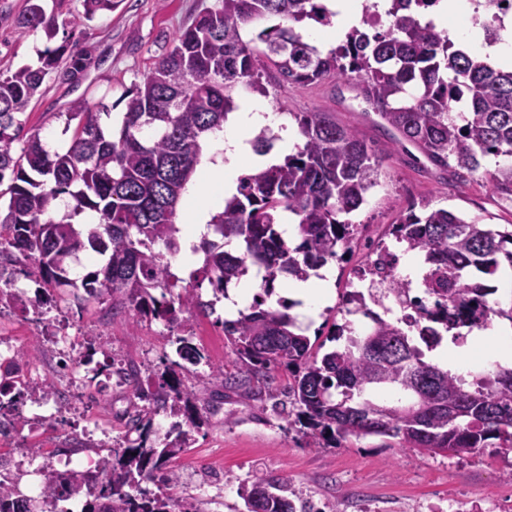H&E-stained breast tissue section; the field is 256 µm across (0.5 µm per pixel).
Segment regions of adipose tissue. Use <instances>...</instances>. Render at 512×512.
<instances>
[{
	"label": "adipose tissue",
	"mask_w": 512,
	"mask_h": 512,
	"mask_svg": "<svg viewBox=\"0 0 512 512\" xmlns=\"http://www.w3.org/2000/svg\"><path fill=\"white\" fill-rule=\"evenodd\" d=\"M325 9L334 13L336 24L332 27L312 29L308 37L321 49L328 48L336 41L338 30L357 25L364 12V0H321ZM466 0H439L429 12V18L439 29L448 30L470 48L486 51L493 63L512 58V30L507 31L503 41L491 47H484L480 35L458 26L456 17L465 8ZM282 123L278 112L271 107L249 103L240 105L231 112L223 130L211 140L210 159L201 165L197 184L191 194L190 204L182 231V252L179 257L184 266L195 261L194 248L207 230L212 213L224 203L226 193L238 185V179L246 167L255 164L249 138L253 130L261 127H277ZM289 296L299 300L297 312L301 320L316 317L321 307L329 300L330 272L322 270L319 277L305 281L292 280L287 284ZM512 328L498 326L470 336L465 344H451L438 352L441 363L455 371L469 369L474 363L490 364L500 362L512 365V344L507 336Z\"/></svg>",
	"instance_id": "ef3b65f1"
}]
</instances>
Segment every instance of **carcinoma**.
I'll return each instance as SVG.
<instances>
[{
  "mask_svg": "<svg viewBox=\"0 0 512 512\" xmlns=\"http://www.w3.org/2000/svg\"><path fill=\"white\" fill-rule=\"evenodd\" d=\"M433 2L391 0L385 31L370 35L353 28L342 44L323 54L299 31L307 19L330 23L318 0H217L173 38L171 48L127 94L117 131L100 124L106 105L95 111L73 103L64 128L72 131L71 143L64 151L47 149L37 131L21 140L19 116L50 73L61 70L67 80H80L95 66L92 51L84 46L64 59L48 48L41 66L0 75V184L9 179L0 190V199L7 198L0 215V279L6 272L1 260L16 251L31 268L13 269L11 275L32 278L39 288H81L86 301L110 297L128 308L135 324L152 318L178 325L183 313L212 307L226 296L228 283L254 268L264 297L236 319L222 321L224 336L248 393L275 405L285 396L287 417L308 446L379 435L430 455L461 458L490 444L511 453L512 368L492 375L473 370L465 381L425 361L411 330L372 312L356 290L346 296V314H360L371 324L362 332L349 320L335 326L331 340L343 345L324 354L288 313L287 301L265 305L280 278L306 280L328 261L341 259L353 241L354 224L340 216L358 210L379 185L386 148L369 145L357 129L338 124L333 113H300L302 143L295 152L281 164L240 178L237 194L211 217L214 232L225 242H240L241 252L203 240L195 248L204 259L194 283L175 294L177 281L154 249L160 243L170 253L179 251L177 204L204 141L222 130L237 108L239 87L267 97L271 86L357 82L373 112L460 181H468L487 156L511 159L512 68L471 56L455 48L448 33L421 23L420 14ZM115 6L116 0H83L82 14L60 23L40 0H28L16 23L52 38L59 28L75 30ZM274 17L288 25L260 31L263 47L244 38L248 24ZM487 175L495 193L512 197V163ZM64 195L71 203L56 219ZM421 207L423 215L411 206L390 227V235L427 265L421 296L411 301L420 319L456 338L495 318L512 322V301L503 305L489 299L497 291L491 281L501 261L512 268V229L468 220L428 201ZM87 211L96 214V223L79 222ZM284 213L296 220L300 242L295 246L281 230ZM86 248L107 255V263L79 279L70 277V259ZM367 248L365 266L355 276L372 284L385 281L388 292L407 295L409 280L386 272L389 248L381 242ZM205 281L212 287L210 302L197 293ZM158 288L159 298L153 294ZM176 353L195 365L205 359L185 337L177 340ZM282 366L290 376L280 388L273 370ZM36 391L49 396L53 384L36 383L12 394L0 390V428L13 423L9 416L18 400ZM145 397L149 406L133 419L138 442L113 446L100 458L107 480L92 470L51 473L41 512H58L63 487L86 494L84 512H171L165 489L177 482L174 463L190 447L195 416L210 406L213 394H190L171 385ZM160 409L185 422H175L156 444L149 437ZM154 478L158 491L141 487ZM291 494L288 485L261 476L238 488L247 512H296Z\"/></svg>",
  "mask_w": 512,
  "mask_h": 512,
  "instance_id": "1",
  "label": "carcinoma"
}]
</instances>
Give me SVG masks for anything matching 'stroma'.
Here are the masks:
<instances>
[{
  "instance_id": "1",
  "label": "stroma",
  "mask_w": 512,
  "mask_h": 512,
  "mask_svg": "<svg viewBox=\"0 0 512 512\" xmlns=\"http://www.w3.org/2000/svg\"><path fill=\"white\" fill-rule=\"evenodd\" d=\"M26 4L27 0H0V73L39 66L41 52L65 39L61 33L50 40L43 31L18 28L14 19ZM214 4L215 0H121L116 9L78 28L75 37L92 49L96 67L76 83L47 77L26 111V131L55 138L57 147H66L70 141L64 132L66 114L77 100L93 108L107 105L113 121H120L127 92L166 52L173 36ZM238 97L278 105L292 128L297 125L294 113L325 110L335 113L337 123L357 128L371 145L390 140L387 127L366 118L360 88L342 82L288 84L271 90L266 98L244 91ZM425 200L485 224H512V202L492 193L484 172L462 183L437 169L416 145L396 146L382 164L379 185L350 216L355 225L352 249L329 264L331 298L309 322V338L324 341L335 324L343 323L348 281L364 264L367 243L386 238L390 225L398 223L406 208ZM223 315L224 305L219 302L211 310L192 309L185 326L170 328L149 319L133 322L129 311L113 312L107 298L79 306L70 303L61 313L19 311L6 317L0 325L16 333L23 369L54 384L61 411L35 431L12 434L7 445L0 446V455L40 448L51 459L72 448L77 457L98 459L99 440L83 429L88 418L110 429L114 445L137 438L128 423L133 387L105 388L102 375L75 387L61 376L39 331L62 316L71 328L90 333L91 343L103 345L115 361L134 364L142 386L153 391L170 380L167 367L177 358V338L191 337L204 353L205 363L180 371L181 387L195 392L207 386L220 397L204 413L191 448L175 463L180 481L169 490L173 512H182L190 503L200 512H246L237 490L257 475L287 482L322 512H512V482L503 475L508 460L496 449H480L468 459L431 456L376 435L335 448H310L289 428L286 416L262 408L245 391L226 390L219 381H208L210 367L223 368L228 375L238 371L219 323ZM216 474L224 477V501L218 505L211 504L202 490Z\"/></svg>"
}]
</instances>
